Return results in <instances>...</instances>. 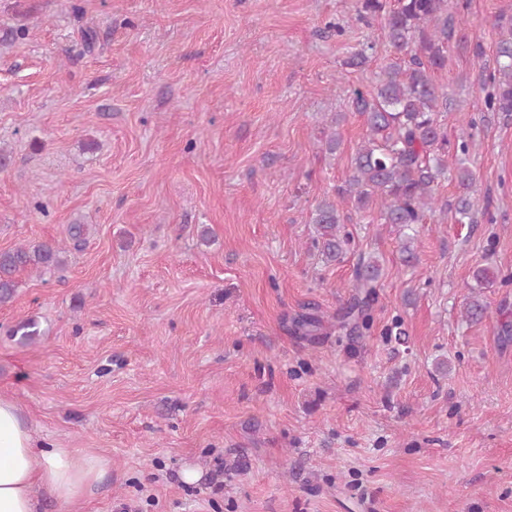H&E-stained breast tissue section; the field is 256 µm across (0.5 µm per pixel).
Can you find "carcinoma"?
Wrapping results in <instances>:
<instances>
[{"label": "carcinoma", "mask_w": 512, "mask_h": 512, "mask_svg": "<svg viewBox=\"0 0 512 512\" xmlns=\"http://www.w3.org/2000/svg\"><path fill=\"white\" fill-rule=\"evenodd\" d=\"M467 0H358L356 19L380 25L386 42L404 54L386 65L370 92L352 90V111L364 118L367 135L351 161V172L337 194L355 201L359 210L376 203L380 219L401 232L403 262L417 261L416 229L436 211V186L445 174L448 154L457 158L455 179L463 189L453 205L460 224L477 223L470 197L474 173L469 165L471 136L448 139L439 114L452 108L448 94L439 91L431 72L445 67L448 42L466 26ZM499 39L493 68L481 77L487 112H512V21L498 20ZM374 44L368 43L345 62L362 68L371 58ZM312 223L322 240L321 253L328 262L343 258L351 244L350 235L340 231L341 216L336 204L323 199L316 205ZM88 225L68 226L67 243H40L0 251V304L10 302L17 288L16 275L25 270L40 273L62 271L68 253L83 248ZM381 277L379 259L359 258L355 270L357 293L336 313V326L355 332L367 324L369 309ZM304 336H314L321 320L302 315L294 320Z\"/></svg>", "instance_id": "carcinoma-1"}]
</instances>
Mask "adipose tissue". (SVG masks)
<instances>
[{"label": "adipose tissue", "mask_w": 512, "mask_h": 512, "mask_svg": "<svg viewBox=\"0 0 512 512\" xmlns=\"http://www.w3.org/2000/svg\"><path fill=\"white\" fill-rule=\"evenodd\" d=\"M107 459L86 448H46L0 396V512H35L39 492L67 507L82 504L105 474Z\"/></svg>", "instance_id": "ef3b65f1"}]
</instances>
